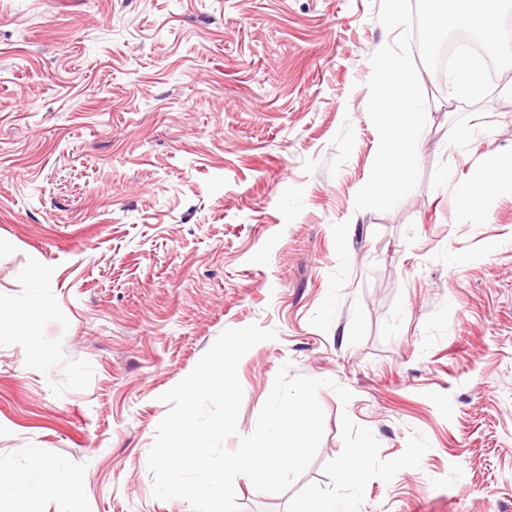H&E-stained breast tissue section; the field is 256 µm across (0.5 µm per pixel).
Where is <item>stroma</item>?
<instances>
[{"label":"stroma","mask_w":512,"mask_h":512,"mask_svg":"<svg viewBox=\"0 0 512 512\" xmlns=\"http://www.w3.org/2000/svg\"><path fill=\"white\" fill-rule=\"evenodd\" d=\"M380 5L0 0V296L52 300L26 340L0 328V466L79 490L41 512H192L152 495L160 396L251 324L277 336L238 365L227 448L282 366L336 386L306 472L236 478L241 512L348 499L364 445L357 512H512V185L478 221L456 196L512 163V68L473 105L420 68L418 183L356 210Z\"/></svg>","instance_id":"1"}]
</instances>
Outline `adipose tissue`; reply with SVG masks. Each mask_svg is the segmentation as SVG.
I'll use <instances>...</instances> for the list:
<instances>
[{
    "mask_svg": "<svg viewBox=\"0 0 512 512\" xmlns=\"http://www.w3.org/2000/svg\"><path fill=\"white\" fill-rule=\"evenodd\" d=\"M501 171L500 163L490 162L477 181L459 187V197L471 218L484 216L486 200L498 188ZM50 489L69 493L74 490L65 472L55 463L40 462L25 475L0 471V502L7 498L18 499L19 512H39L41 499Z\"/></svg>",
    "mask_w": 512,
    "mask_h": 512,
    "instance_id": "ef3b65f1",
    "label": "adipose tissue"
}]
</instances>
